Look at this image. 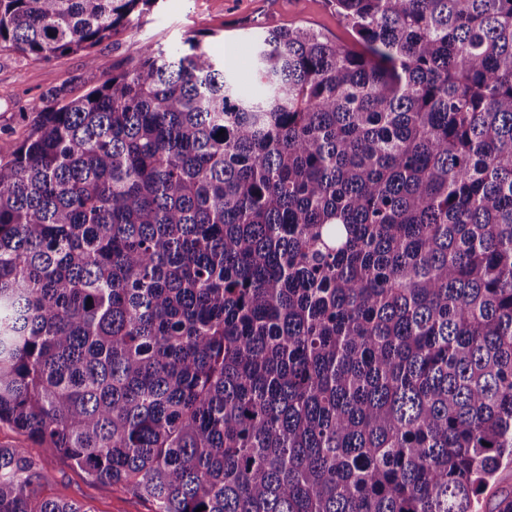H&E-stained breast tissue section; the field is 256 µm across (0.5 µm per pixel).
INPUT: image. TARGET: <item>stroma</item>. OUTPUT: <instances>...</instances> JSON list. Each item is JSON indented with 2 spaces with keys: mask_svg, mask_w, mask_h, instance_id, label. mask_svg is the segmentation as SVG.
Masks as SVG:
<instances>
[{
  "mask_svg": "<svg viewBox=\"0 0 512 512\" xmlns=\"http://www.w3.org/2000/svg\"><path fill=\"white\" fill-rule=\"evenodd\" d=\"M276 27H311L350 44L355 34L340 24L327 0H158L139 24L103 42L94 50L98 68L81 53L62 54L47 62L0 51V142L24 135L25 110L32 97L64 86L71 96L101 83L105 73L118 72L136 61L144 44L165 50L183 47L189 37L202 39L213 56L225 61L244 91L256 83L255 39ZM50 478L44 496L73 500L93 512H153L152 503L92 480L69 460L45 457Z\"/></svg>",
  "mask_w": 512,
  "mask_h": 512,
  "instance_id": "35a3bbf8",
  "label": "stroma"
}]
</instances>
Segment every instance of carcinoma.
<instances>
[{
	"label": "carcinoma",
	"mask_w": 512,
	"mask_h": 512,
	"mask_svg": "<svg viewBox=\"0 0 512 512\" xmlns=\"http://www.w3.org/2000/svg\"><path fill=\"white\" fill-rule=\"evenodd\" d=\"M156 0H0L86 53ZM189 37L0 148V425L155 512H478L512 465V0ZM222 135H217L220 130ZM0 443V512H90Z\"/></svg>",
	"instance_id": "carcinoma-1"
}]
</instances>
